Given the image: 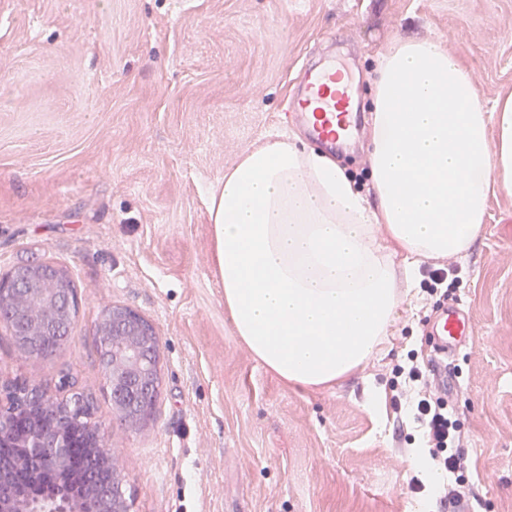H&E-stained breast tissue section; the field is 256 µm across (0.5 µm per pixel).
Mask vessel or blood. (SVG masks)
<instances>
[{
  "mask_svg": "<svg viewBox=\"0 0 512 512\" xmlns=\"http://www.w3.org/2000/svg\"><path fill=\"white\" fill-rule=\"evenodd\" d=\"M293 113L308 135L328 148L348 143L356 132V103L349 72L335 62L307 69L302 96L294 101ZM436 351L445 354L474 335L470 314L456 306L443 307L432 324Z\"/></svg>",
  "mask_w": 512,
  "mask_h": 512,
  "instance_id": "obj_1",
  "label": "vessel or blood"
}]
</instances>
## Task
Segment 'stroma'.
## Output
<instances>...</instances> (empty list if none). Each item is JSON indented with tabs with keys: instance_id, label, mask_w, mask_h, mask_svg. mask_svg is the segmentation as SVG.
Here are the masks:
<instances>
[{
	"instance_id": "stroma-1",
	"label": "stroma",
	"mask_w": 512,
	"mask_h": 512,
	"mask_svg": "<svg viewBox=\"0 0 512 512\" xmlns=\"http://www.w3.org/2000/svg\"><path fill=\"white\" fill-rule=\"evenodd\" d=\"M399 38L457 54L486 103L512 94V0H0V272L62 268L78 314L28 357L0 323V383L93 397L130 512H438L412 492L425 447L395 366L429 365L436 312H470L448 360V401L470 460L473 512H512V196L492 195L465 261L420 267L381 355L335 386H288L255 361L224 311L208 190L272 131L305 70L345 63L368 113L376 62ZM369 129L335 160L366 199ZM448 269L449 296L430 273ZM135 310L160 338L152 420L128 430L95 336L102 309ZM75 388H60L62 370Z\"/></svg>"
}]
</instances>
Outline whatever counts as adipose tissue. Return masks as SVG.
I'll return each instance as SVG.
<instances>
[{
	"label": "adipose tissue",
	"mask_w": 512,
	"mask_h": 512,
	"mask_svg": "<svg viewBox=\"0 0 512 512\" xmlns=\"http://www.w3.org/2000/svg\"><path fill=\"white\" fill-rule=\"evenodd\" d=\"M370 209L345 171L284 133L210 192L214 259L233 331L290 386L321 389L387 343L429 260H465L490 195L512 194V95L486 104L460 59L396 41L377 63Z\"/></svg>",
	"instance_id": "adipose-tissue-1"
}]
</instances>
